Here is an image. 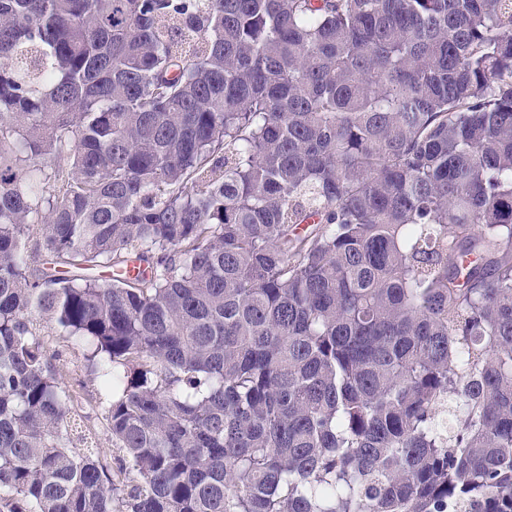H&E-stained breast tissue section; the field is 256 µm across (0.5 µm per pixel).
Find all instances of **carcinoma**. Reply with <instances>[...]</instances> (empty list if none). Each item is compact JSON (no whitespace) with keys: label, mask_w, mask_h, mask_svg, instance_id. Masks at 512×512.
Returning <instances> with one entry per match:
<instances>
[{"label":"carcinoma","mask_w":512,"mask_h":512,"mask_svg":"<svg viewBox=\"0 0 512 512\" xmlns=\"http://www.w3.org/2000/svg\"><path fill=\"white\" fill-rule=\"evenodd\" d=\"M0 512H512V0H0ZM51 335L48 353L59 352L60 361L52 363L60 369L62 387L74 397L71 412V422L78 431L92 439L93 448H101L102 455H107L108 461H114L121 453L112 446V436L108 431L104 417L103 401L100 395L98 380L91 371L85 356L84 347L75 344L57 327L45 328ZM111 458V459H110Z\"/></svg>","instance_id":"1"}]
</instances>
